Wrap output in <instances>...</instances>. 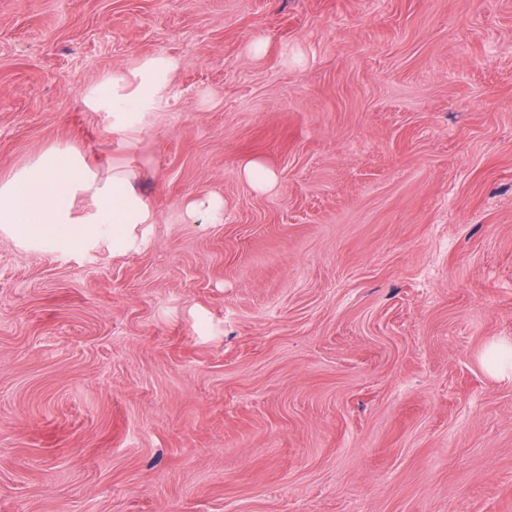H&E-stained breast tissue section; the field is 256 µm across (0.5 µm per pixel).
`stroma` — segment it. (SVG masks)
Returning a JSON list of instances; mask_svg holds the SVG:
<instances>
[{
    "instance_id": "1",
    "label": "stroma",
    "mask_w": 512,
    "mask_h": 512,
    "mask_svg": "<svg viewBox=\"0 0 512 512\" xmlns=\"http://www.w3.org/2000/svg\"><path fill=\"white\" fill-rule=\"evenodd\" d=\"M54 145L156 222L0 230V512H512V0H0V180ZM170 64L163 58L152 60L145 68L140 82L132 93H125L123 78H112V82L98 86L90 101L102 112L112 114V127L123 128L129 112L140 104L154 99L162 91ZM113 112V113H112ZM240 172L242 177L258 192L271 191L277 182L276 174L257 160L245 162ZM185 220L190 224H220L224 221V199L218 195L194 196L183 207ZM511 343H498L492 345L487 351V365L494 374H503L511 368Z\"/></svg>"
}]
</instances>
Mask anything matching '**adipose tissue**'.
Instances as JSON below:
<instances>
[{"label": "adipose tissue", "instance_id": "ef3b65f1", "mask_svg": "<svg viewBox=\"0 0 512 512\" xmlns=\"http://www.w3.org/2000/svg\"><path fill=\"white\" fill-rule=\"evenodd\" d=\"M169 67L165 59L152 60L133 92L116 77L98 86L90 101L111 113L113 127H125L129 112L162 91ZM153 221L132 172L116 169L100 177L67 148L43 150L0 182V228L28 246L72 249L108 242L125 253L143 245L142 231Z\"/></svg>", "mask_w": 512, "mask_h": 512}]
</instances>
